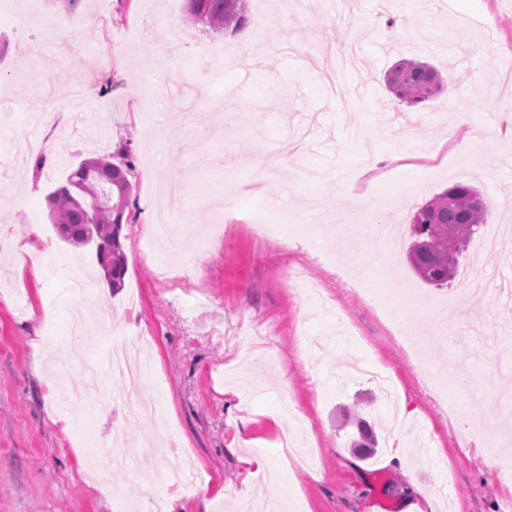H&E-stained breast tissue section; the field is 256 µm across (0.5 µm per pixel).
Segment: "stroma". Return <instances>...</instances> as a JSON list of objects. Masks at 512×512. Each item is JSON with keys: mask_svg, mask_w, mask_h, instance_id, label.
I'll list each match as a JSON object with an SVG mask.
<instances>
[{"mask_svg": "<svg viewBox=\"0 0 512 512\" xmlns=\"http://www.w3.org/2000/svg\"><path fill=\"white\" fill-rule=\"evenodd\" d=\"M186 0H0V512H138L150 497L160 512H237L261 499H285L286 512H512V479L495 464L512 434L468 433L494 420L499 395L512 393V238L466 263L487 290L453 282L433 288L406 262L415 210L454 183L476 186L492 224H512V0H303L284 14L280 0H245V22L217 32L185 21ZM266 16L268 25L255 22ZM72 20L58 38L47 24ZM396 26H389V19ZM237 46L222 73L196 62L212 43ZM162 43L159 57L146 46ZM417 59L450 79L449 91L419 108L400 103L384 82L398 60ZM467 112L486 132L458 153L444 134ZM43 143L51 162L35 171L9 157L25 140ZM134 157L135 221L124 225V286L107 303L95 251L59 239L47 195L79 162ZM403 153L406 168L385 167L351 183L366 151ZM195 184L178 202L156 196L158 171ZM225 186L227 200L257 197L280 223L278 243L244 231L201 243L224 221L200 188ZM357 204L366 224L397 225L395 255L376 237L348 247L321 231L307 209ZM194 217L197 235L181 252H144L139 238L162 209ZM36 235H29L30 225ZM405 300L423 358L347 283L354 264ZM321 283L310 307L283 271ZM453 299L451 323L424 303ZM147 336L135 350L150 362L147 390L160 417L128 406L100 409L116 380L104 366L113 337ZM268 337L256 362L252 335ZM80 355L66 380L47 389L57 356L36 342ZM457 399L447 422L438 393ZM306 424L296 439L314 463H289L287 432L273 422L282 395ZM406 430L373 457L352 448L345 410L371 423L390 406ZM156 454L133 467L100 472L93 451L114 429ZM263 468L250 473L248 460ZM444 488L425 500L422 490Z\"/></svg>", "mask_w": 512, "mask_h": 512, "instance_id": "1", "label": "stroma"}]
</instances>
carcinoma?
Listing matches in <instances>:
<instances>
[{
    "instance_id": "carcinoma-1",
    "label": "carcinoma",
    "mask_w": 512,
    "mask_h": 512,
    "mask_svg": "<svg viewBox=\"0 0 512 512\" xmlns=\"http://www.w3.org/2000/svg\"><path fill=\"white\" fill-rule=\"evenodd\" d=\"M242 0H187V14L196 22L219 31L244 21ZM391 91L409 107L433 99L443 88L438 70L426 62L402 60L388 74ZM130 162L113 163L107 156L82 160L47 198L51 223L60 237L74 245L96 248L98 264L109 286H123L126 254L121 242L124 223L130 220L133 184ZM488 207L479 192L466 183H455L417 208L411 217L412 242L408 261L426 284L446 288L460 275L448 272V232L462 246L485 223ZM354 426L368 454L376 453L377 437L363 418Z\"/></svg>"
}]
</instances>
